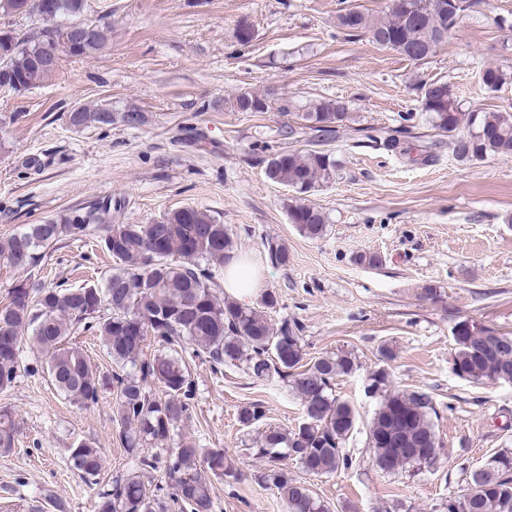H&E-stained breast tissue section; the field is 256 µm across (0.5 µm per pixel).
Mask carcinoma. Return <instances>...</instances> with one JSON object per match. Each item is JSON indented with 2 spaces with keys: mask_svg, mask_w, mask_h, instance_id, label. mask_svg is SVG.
<instances>
[{
  "mask_svg": "<svg viewBox=\"0 0 512 512\" xmlns=\"http://www.w3.org/2000/svg\"><path fill=\"white\" fill-rule=\"evenodd\" d=\"M31 33L11 25L0 26V76L17 81L14 90L39 86L57 69L62 56L90 58L106 47L111 26L98 22L89 32L68 31L70 24L92 21L88 0H49ZM436 0H390L388 15L373 20L356 9H342L336 26L353 36L364 35L376 46L399 51L413 61L433 56L479 0H459L464 7L448 5L435 10ZM508 72L493 63L481 71L483 86L496 91ZM264 97L241 92L230 100L237 112H262ZM420 106L431 127L448 136L452 153L460 162L491 157H512V112H464L448 82L434 80L422 87ZM303 128L329 133L339 128L364 132L346 102L320 99L295 113ZM397 136L384 139L383 147L405 155L414 120L402 116ZM136 127L144 122L134 106L120 112L107 107L80 106L70 113L76 127ZM268 179L307 194L332 179L336 160L319 150L276 151L265 159ZM111 205L96 202L42 224H27L0 240V257L14 264L37 267L44 250L76 235H87L107 219ZM288 217L298 231L311 239L323 235L327 216L305 203L288 205ZM102 243L112 258V269L99 286L45 288L36 281L17 284L0 306V390L14 384L22 371L23 341L44 356L54 388L70 403L88 407L98 401L103 378L93 371L82 349L73 343L80 332L100 338L112 360L122 368L109 383L116 388L112 421L129 454L139 460L140 471L118 476L97 492L95 512H212L213 501L204 464L217 479L238 480L240 471L222 448H203L193 440L174 442L177 424L191 415L195 384L183 352L208 362L214 372L225 366L243 370L257 380L277 376L289 383L302 406V420L291 429L268 427L260 433L257 458L265 462L255 479L277 492L288 512H330V506L305 483L288 476L289 460L316 476L353 467L345 443L358 422L354 408L333 393L334 381L356 372L349 353L325 354L304 362L303 337L297 324L274 325L267 310L276 295H260V306L250 307L221 295L215 281L218 269L239 259L228 228L211 214L183 207L146 224H117L106 229ZM108 312H102L103 307ZM160 346L143 357L147 339ZM453 368L460 378L476 383H512V336L491 329L462 339L454 337ZM135 372L125 371L126 366ZM437 415L432 396L423 390L394 391L382 395L368 425L372 463L381 472L397 474L412 466L429 467L441 453L435 430ZM266 410L255 401L241 406L238 421L245 428L264 424ZM15 421L0 414V453L14 445ZM159 453L142 455L146 446ZM73 468L85 479L99 476L103 452L85 441L72 449ZM162 468L166 492L152 485L147 469ZM446 512H512V453H499L467 473L466 487L448 496Z\"/></svg>",
  "mask_w": 512,
  "mask_h": 512,
  "instance_id": "cac0c4a2",
  "label": "carcinoma"
}]
</instances>
